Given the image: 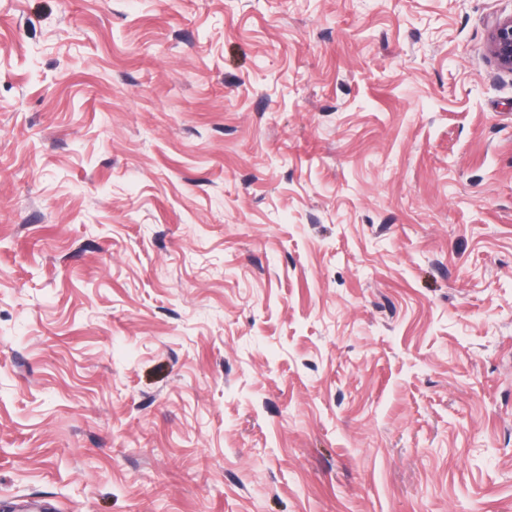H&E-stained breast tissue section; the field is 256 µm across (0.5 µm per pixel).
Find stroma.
Instances as JSON below:
<instances>
[{"mask_svg": "<svg viewBox=\"0 0 512 512\" xmlns=\"http://www.w3.org/2000/svg\"><path fill=\"white\" fill-rule=\"evenodd\" d=\"M512 0H0V512H512ZM490 52L500 69L512 73V15L495 25L490 37Z\"/></svg>", "mask_w": 512, "mask_h": 512, "instance_id": "35a3bbf8", "label": "stroma"}]
</instances>
